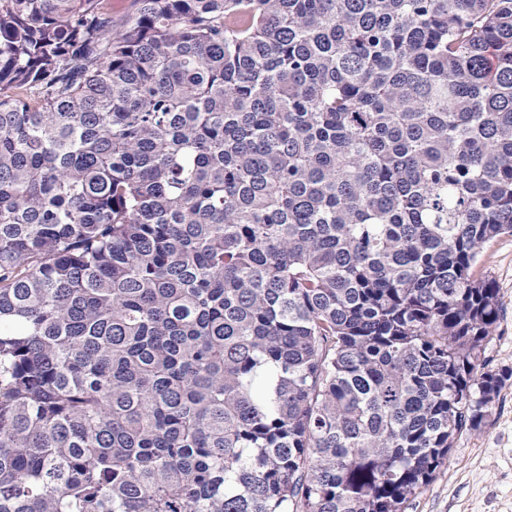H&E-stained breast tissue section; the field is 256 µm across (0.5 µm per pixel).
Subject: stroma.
I'll use <instances>...</instances> for the list:
<instances>
[{"instance_id": "35a3bbf8", "label": "stroma", "mask_w": 512, "mask_h": 512, "mask_svg": "<svg viewBox=\"0 0 512 512\" xmlns=\"http://www.w3.org/2000/svg\"><path fill=\"white\" fill-rule=\"evenodd\" d=\"M477 268L492 277L500 302L486 355L492 369H512V236L488 243ZM405 512H512V380L485 424L458 437L434 480Z\"/></svg>"}]
</instances>
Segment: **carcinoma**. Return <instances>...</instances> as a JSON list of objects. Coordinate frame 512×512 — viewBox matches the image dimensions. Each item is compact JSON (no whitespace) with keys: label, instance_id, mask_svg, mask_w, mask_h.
Here are the masks:
<instances>
[{"label":"carcinoma","instance_id":"obj_1","mask_svg":"<svg viewBox=\"0 0 512 512\" xmlns=\"http://www.w3.org/2000/svg\"><path fill=\"white\" fill-rule=\"evenodd\" d=\"M503 235L512 0H0V512H405Z\"/></svg>","mask_w":512,"mask_h":512}]
</instances>
